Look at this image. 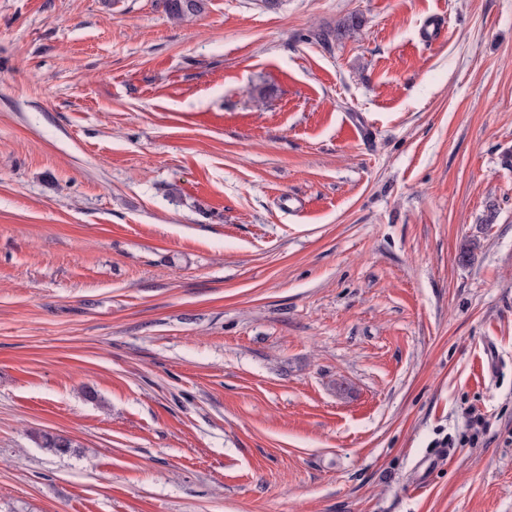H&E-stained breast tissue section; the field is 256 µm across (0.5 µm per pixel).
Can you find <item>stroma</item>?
Returning <instances> with one entry per match:
<instances>
[{
	"label": "stroma",
	"mask_w": 512,
	"mask_h": 512,
	"mask_svg": "<svg viewBox=\"0 0 512 512\" xmlns=\"http://www.w3.org/2000/svg\"><path fill=\"white\" fill-rule=\"evenodd\" d=\"M0 512H512V0H0ZM207 0H163L165 13L174 20L197 16L207 9Z\"/></svg>",
	"instance_id": "obj_1"
}]
</instances>
